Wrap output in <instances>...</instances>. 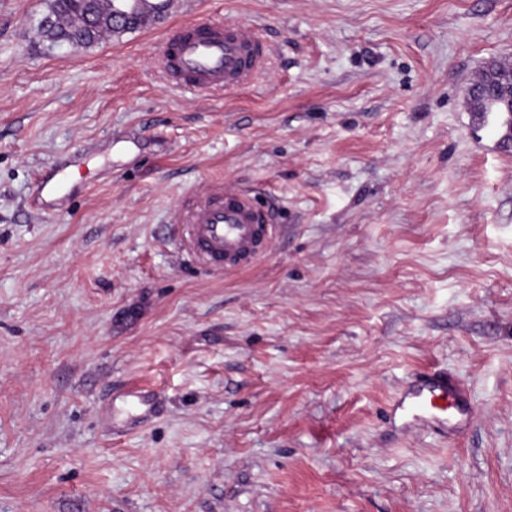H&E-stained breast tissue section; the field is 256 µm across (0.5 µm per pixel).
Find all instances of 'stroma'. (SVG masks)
I'll return each mask as SVG.
<instances>
[{"mask_svg":"<svg viewBox=\"0 0 512 512\" xmlns=\"http://www.w3.org/2000/svg\"><path fill=\"white\" fill-rule=\"evenodd\" d=\"M51 4L0 0V512H512V153L465 100L512 61V0H175L80 49ZM199 19L255 26L253 85L169 82ZM213 182L278 223L231 273L173 235ZM436 369L468 425L395 428ZM141 385L162 410L122 431L108 397ZM68 164L60 162L54 168L46 170L39 178L36 186V196L33 200L35 206L47 204L46 198L51 201H62L65 194L61 193V183Z\"/></svg>","mask_w":512,"mask_h":512,"instance_id":"35a3bbf8","label":"stroma"}]
</instances>
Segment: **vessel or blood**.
I'll use <instances>...</instances> for the list:
<instances>
[{
	"label": "vessel or blood",
	"mask_w": 512,
	"mask_h": 512,
	"mask_svg": "<svg viewBox=\"0 0 512 512\" xmlns=\"http://www.w3.org/2000/svg\"><path fill=\"white\" fill-rule=\"evenodd\" d=\"M163 54L176 84L203 91H233L248 83L262 67L266 49L251 25L216 20L183 24L170 32ZM66 163L46 170L36 186L34 205L62 200L61 183ZM182 245L190 257L216 270H231L255 262L275 234L273 210L249 190L210 185L193 192L175 212ZM127 429H136L156 417L161 397L148 387L126 394ZM393 422L423 424L452 433L468 421L469 390L445 372L414 378L391 401Z\"/></svg>",
	"instance_id": "vessel-or-blood-1"
}]
</instances>
